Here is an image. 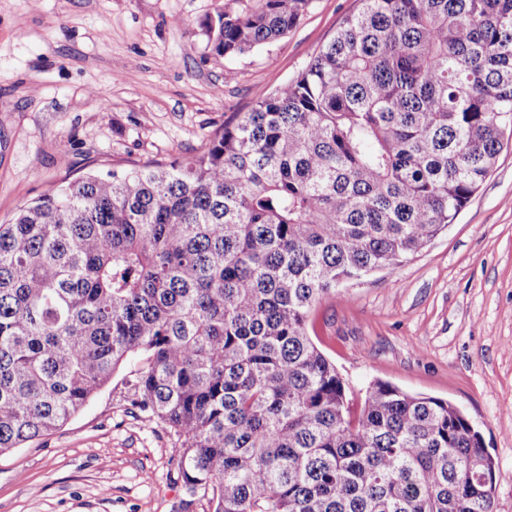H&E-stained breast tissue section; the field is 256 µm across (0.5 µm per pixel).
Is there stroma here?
Segmentation results:
<instances>
[{
	"mask_svg": "<svg viewBox=\"0 0 512 512\" xmlns=\"http://www.w3.org/2000/svg\"><path fill=\"white\" fill-rule=\"evenodd\" d=\"M357 0H312L278 40L232 59L204 25L224 0H0V223L88 172L201 150L295 78ZM307 330L355 396L384 381L455 404L512 512V137L414 258L347 282ZM131 358L61 429L0 454V512H211L176 474V438L135 409Z\"/></svg>",
	"mask_w": 512,
	"mask_h": 512,
	"instance_id": "obj_1",
	"label": "stroma"
}]
</instances>
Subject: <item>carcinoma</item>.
Instances as JSON below:
<instances>
[{
  "instance_id": "cac0c4a2",
  "label": "carcinoma",
  "mask_w": 512,
  "mask_h": 512,
  "mask_svg": "<svg viewBox=\"0 0 512 512\" xmlns=\"http://www.w3.org/2000/svg\"><path fill=\"white\" fill-rule=\"evenodd\" d=\"M205 24L234 57L311 0ZM294 79L185 160L90 173L0 224V452L67 423L132 354L131 404L213 512H496L448 400L376 382L352 414L315 304L453 223L512 130V0H358Z\"/></svg>"
}]
</instances>
